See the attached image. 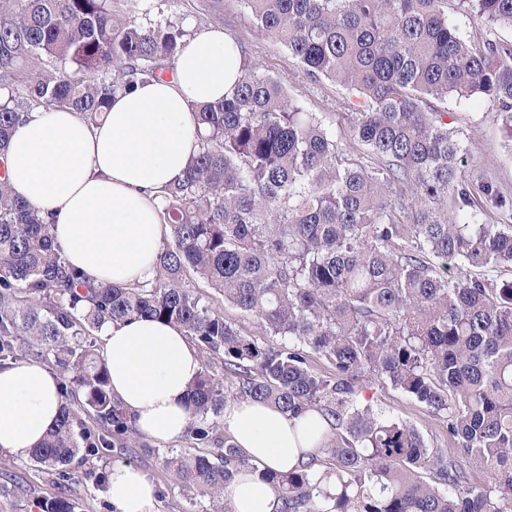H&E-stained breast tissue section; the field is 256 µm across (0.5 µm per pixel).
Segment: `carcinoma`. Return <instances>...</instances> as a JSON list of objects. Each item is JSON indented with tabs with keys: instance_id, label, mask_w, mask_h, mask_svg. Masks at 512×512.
I'll return each instance as SVG.
<instances>
[{
	"instance_id": "cac0c4a2",
	"label": "carcinoma",
	"mask_w": 512,
	"mask_h": 512,
	"mask_svg": "<svg viewBox=\"0 0 512 512\" xmlns=\"http://www.w3.org/2000/svg\"><path fill=\"white\" fill-rule=\"evenodd\" d=\"M240 2L306 76L347 91L357 151L241 55L232 94L192 105L198 153L160 201L172 235L133 287L77 273L46 217L0 178V370L47 362L64 397L30 454L54 473L41 512H74L72 462L140 447L96 349L105 323L136 317L182 327L199 351L186 439L208 452L160 464L209 512H232L224 490L249 466L224 436L231 400L315 411L336 431L296 469L262 474L277 512H512V277L494 275L512 267V196L461 178L463 141L429 104L489 98L512 140V42L498 34L512 0ZM450 3L482 23L479 45ZM182 37L117 17L112 0H0V155L35 107L101 120L113 94L170 67ZM367 379L423 404L458 454L361 404ZM469 466L487 482L472 485Z\"/></svg>"
}]
</instances>
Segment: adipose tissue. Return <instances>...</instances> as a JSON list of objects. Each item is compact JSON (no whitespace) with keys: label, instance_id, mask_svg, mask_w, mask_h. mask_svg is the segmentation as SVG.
<instances>
[{"label":"adipose tissue","instance_id":"obj_1","mask_svg":"<svg viewBox=\"0 0 512 512\" xmlns=\"http://www.w3.org/2000/svg\"><path fill=\"white\" fill-rule=\"evenodd\" d=\"M240 55L223 28L198 32L170 75L116 93L105 120L89 124L68 107H37L16 126L0 166L13 194L38 209L67 262L88 279L132 286L150 279L170 228L159 195L183 178L198 150L195 104L231 94ZM100 354L112 394L141 435L180 441L192 418L190 390L200 369L196 346L174 324L137 318L106 325ZM63 405L59 378L22 361L0 371V452H31ZM224 430L250 460L225 490L235 512H276L261 472H285L312 452L327 425L258 401L227 403ZM158 489L137 467L118 465L109 496L117 512H154Z\"/></svg>","mask_w":512,"mask_h":512}]
</instances>
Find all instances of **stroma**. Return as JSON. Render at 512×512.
I'll return each mask as SVG.
<instances>
[{"label":"stroma","instance_id":"obj_1","mask_svg":"<svg viewBox=\"0 0 512 512\" xmlns=\"http://www.w3.org/2000/svg\"><path fill=\"white\" fill-rule=\"evenodd\" d=\"M113 9L121 18L144 25L167 22L190 35L205 28L222 27L243 45L259 72L281 80L306 111L329 114L339 124L349 109L340 86L308 78L288 51L257 27L238 0H138L134 5L129 0H113ZM440 108L447 112L451 127L459 131L468 146L460 166L463 178L481 175L512 193V141L504 132L496 103L487 98H451L441 102ZM361 399L387 416L413 424L428 440L447 446L448 435L442 424L425 406L389 383H364ZM166 450V445L154 442L132 455H106L97 460L96 467L109 470L118 464H129L145 471L163 491L155 512H205L207 501L186 499L160 466L156 455ZM54 493L52 477L46 470L28 457L0 453V512H39L36 500Z\"/></svg>","mask_w":512,"mask_h":512}]
</instances>
